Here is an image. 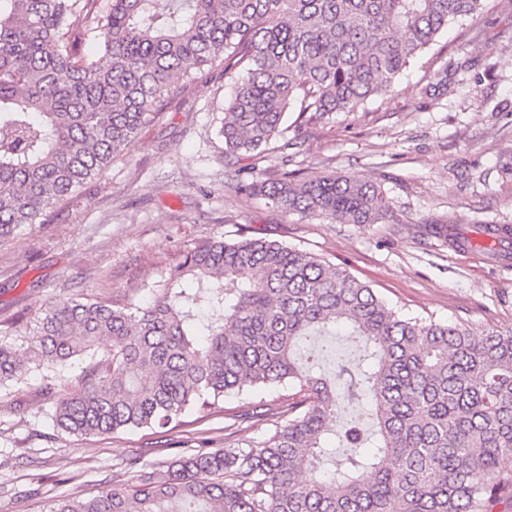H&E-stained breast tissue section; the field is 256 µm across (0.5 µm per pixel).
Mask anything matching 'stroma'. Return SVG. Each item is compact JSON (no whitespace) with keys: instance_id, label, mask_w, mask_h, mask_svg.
Masks as SVG:
<instances>
[{"instance_id":"obj_1","label":"stroma","mask_w":512,"mask_h":512,"mask_svg":"<svg viewBox=\"0 0 512 512\" xmlns=\"http://www.w3.org/2000/svg\"><path fill=\"white\" fill-rule=\"evenodd\" d=\"M230 93L222 67L181 91L126 156L85 185L48 223L0 245V344L19 345L11 319L74 298L123 301L159 280L206 239L264 237L344 266L404 317L474 330L512 328V259H491L480 225L512 226V0L454 26L401 76L388 100L289 128L287 153L267 175L329 171L381 186L383 224H330L237 192L218 130ZM442 224L445 235L430 233ZM469 237L455 249L450 239ZM335 352L320 356L322 343ZM315 375L341 388L339 361L356 362L347 336L301 341ZM37 373L0 388V512H52L59 500L131 482L133 461L158 465L198 449L244 448L272 434L296 389L285 383L195 409L167 432L134 429L75 437L58 432Z\"/></svg>"}]
</instances>
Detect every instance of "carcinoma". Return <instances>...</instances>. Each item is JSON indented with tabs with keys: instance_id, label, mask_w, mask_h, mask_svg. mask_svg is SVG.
I'll return each mask as SVG.
<instances>
[{
	"instance_id": "cac0c4a2",
	"label": "carcinoma",
	"mask_w": 512,
	"mask_h": 512,
	"mask_svg": "<svg viewBox=\"0 0 512 512\" xmlns=\"http://www.w3.org/2000/svg\"><path fill=\"white\" fill-rule=\"evenodd\" d=\"M487 0H0V244L48 221L166 111L177 83L220 62L232 86L224 154L264 158L286 114L321 120L394 90L410 62ZM236 189L333 224H383L381 188L355 175ZM152 300L94 298L36 316L0 344V386L46 371L53 427L83 437L165 428L196 406L289 382L299 400L246 448L199 450L53 512H512V329L403 318L346 268L265 238L188 249ZM207 304L201 310V304ZM344 328L362 359L337 395L294 356ZM109 348L98 356V344ZM80 391L64 372L75 362ZM361 399L372 428L336 426ZM351 449L316 475L330 437Z\"/></svg>"
}]
</instances>
